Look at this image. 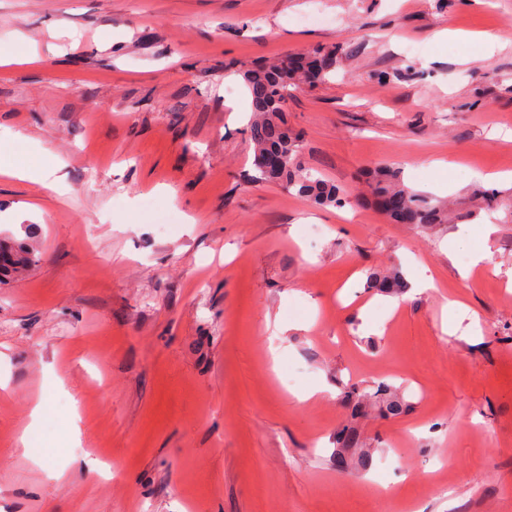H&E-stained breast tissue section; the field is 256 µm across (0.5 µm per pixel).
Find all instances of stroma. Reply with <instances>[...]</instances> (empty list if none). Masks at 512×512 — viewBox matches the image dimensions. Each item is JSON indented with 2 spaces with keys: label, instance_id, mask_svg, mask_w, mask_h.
I'll return each instance as SVG.
<instances>
[{
  "label": "stroma",
  "instance_id": "obj_1",
  "mask_svg": "<svg viewBox=\"0 0 512 512\" xmlns=\"http://www.w3.org/2000/svg\"><path fill=\"white\" fill-rule=\"evenodd\" d=\"M335 44L283 118L341 207L255 180L241 76ZM0 126L62 182L0 175L39 256L0 285V512H512V213L396 224L365 178L512 193V0H0ZM395 269L435 287L391 310ZM380 381L404 411L352 414ZM369 284L371 288L388 294L401 293L405 288L404 280L398 273L390 275L371 273L369 275Z\"/></svg>",
  "mask_w": 512,
  "mask_h": 512
}]
</instances>
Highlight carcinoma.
I'll return each mask as SVG.
<instances>
[{
  "mask_svg": "<svg viewBox=\"0 0 512 512\" xmlns=\"http://www.w3.org/2000/svg\"><path fill=\"white\" fill-rule=\"evenodd\" d=\"M344 53L341 46L319 47L314 54L300 58L297 69L290 68L291 58L282 57L269 64H260L242 73L243 81L251 99L254 113L249 125L250 139L255 147L253 166L258 178L284 184L315 205L341 206L346 202L342 190L303 168L298 160L300 135L288 129L280 112V101L292 89L303 84H314L325 80L335 70L338 59ZM270 152L282 156L277 168H266L261 159ZM373 195L380 211L397 224H415L427 227L442 224L446 220L445 209L431 197L405 185L399 172L389 166H378L371 174ZM26 238L12 235L0 236V247L6 246L14 255L10 265H0V284L18 275L21 271L38 262L36 250ZM369 284L376 290L398 294L405 288L404 280L398 273L369 275ZM379 399L382 407L391 415L402 410L400 401L393 397L391 386L382 382L372 394H364L357 401L358 407ZM336 467L349 466L343 449L357 445L356 435L341 429L336 435Z\"/></svg>",
  "mask_w": 512,
  "mask_h": 512,
  "instance_id": "1",
  "label": "carcinoma"
}]
</instances>
